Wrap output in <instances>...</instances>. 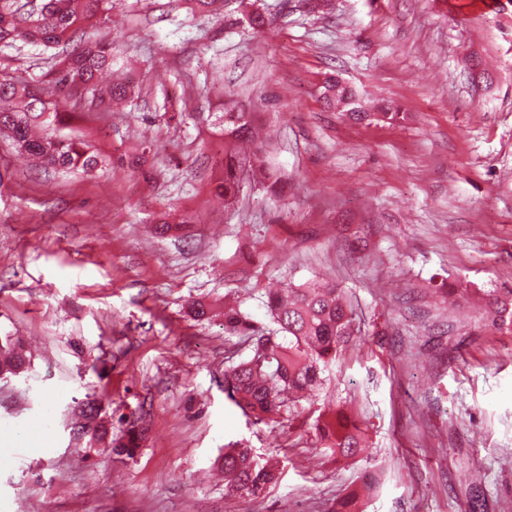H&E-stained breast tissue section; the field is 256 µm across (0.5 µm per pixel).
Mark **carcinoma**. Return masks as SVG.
I'll list each match as a JSON object with an SVG mask.
<instances>
[{"label": "carcinoma", "mask_w": 512, "mask_h": 512, "mask_svg": "<svg viewBox=\"0 0 512 512\" xmlns=\"http://www.w3.org/2000/svg\"><path fill=\"white\" fill-rule=\"evenodd\" d=\"M107 0H39L36 8L22 13L15 0H0V43L33 44L52 52L55 65L47 72L48 84L60 93L51 100L45 92L0 72V132L15 147L42 163L63 171L91 174L106 159L86 143L60 137L56 126L64 124L61 111L72 94L87 97L96 112L112 111V104L140 94L130 79L104 83L102 75L116 60L109 44L89 31L113 23ZM322 98L329 109L346 113L355 121L396 122L404 118L399 108L388 104L380 112H364L358 95L342 81L330 77ZM216 122L224 129L222 156L215 192L224 206L233 205L244 180L266 184L274 173L266 167L257 149L248 154L244 145L254 142L251 120L243 112H218ZM269 322L254 321L238 306H224V337L231 355L226 358L224 392L245 414L258 422H274L303 397L323 388L325 372L356 336L355 314L346 293L334 284L311 281L286 284L266 294ZM488 322L495 328L512 329V289L501 297L488 293ZM27 358L20 344L0 336V378L21 373ZM322 447L336 460L352 461L368 451V435L353 407L341 406L315 423ZM142 434L138 422L130 421L123 437L109 442L112 453L132 457ZM225 489L252 498L262 496L276 480L278 461L262 459L249 448H227L220 457ZM375 486L371 480L336 500L332 512H361L364 497ZM462 512H488L483 491L469 485Z\"/></svg>", "instance_id": "cac0c4a2"}]
</instances>
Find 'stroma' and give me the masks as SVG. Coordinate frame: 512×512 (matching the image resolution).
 I'll list each match as a JSON object with an SVG mask.
<instances>
[{
  "instance_id": "obj_1",
  "label": "stroma",
  "mask_w": 512,
  "mask_h": 512,
  "mask_svg": "<svg viewBox=\"0 0 512 512\" xmlns=\"http://www.w3.org/2000/svg\"><path fill=\"white\" fill-rule=\"evenodd\" d=\"M112 18L98 35L141 94L121 112L71 100L61 132L109 157L150 147L155 179L58 174L0 139V336L30 362L0 382V433L50 432L0 447V512H329L367 473L363 512H460L473 482L489 512H512V330L488 327L473 294L512 288V0H112ZM50 65L0 45L19 80L44 84ZM332 73L406 120L328 110ZM227 106L264 135L279 194L247 183L216 201ZM321 278L362 334L316 398L255 422L224 394L221 319L188 305L230 291L263 322L269 284ZM88 399L109 436L142 418L134 458L74 434ZM345 402L371 452L336 464L312 424ZM236 443L280 461L261 499L224 489L217 459Z\"/></svg>"
}]
</instances>
